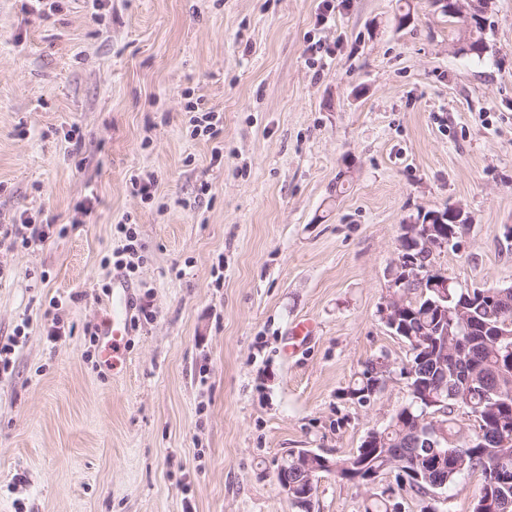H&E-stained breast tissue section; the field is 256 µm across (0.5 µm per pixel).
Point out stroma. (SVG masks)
I'll use <instances>...</instances> for the list:
<instances>
[{
	"label": "stroma",
	"mask_w": 512,
	"mask_h": 512,
	"mask_svg": "<svg viewBox=\"0 0 512 512\" xmlns=\"http://www.w3.org/2000/svg\"><path fill=\"white\" fill-rule=\"evenodd\" d=\"M321 8L0 0V225L57 228L0 245V338H21L0 376V512H294L283 460L352 456L409 402L411 351L379 315L403 224L462 206L433 268L512 284V0H489L479 58L431 0H335L324 24ZM199 99L224 120L221 159L192 132ZM124 221L132 276L102 263ZM117 278L133 310L114 371L90 335ZM365 495L324 474L314 510Z\"/></svg>",
	"instance_id": "35a3bbf8"
}]
</instances>
